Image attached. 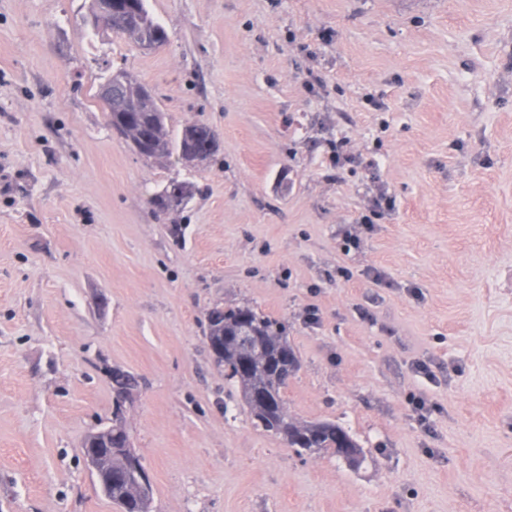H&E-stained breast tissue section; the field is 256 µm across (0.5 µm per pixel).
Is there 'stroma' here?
Returning <instances> with one entry per match:
<instances>
[{
    "label": "stroma",
    "instance_id": "35a3bbf8",
    "mask_svg": "<svg viewBox=\"0 0 512 512\" xmlns=\"http://www.w3.org/2000/svg\"><path fill=\"white\" fill-rule=\"evenodd\" d=\"M89 4L0 0V512H117L81 455L117 413L152 512H512V0H149L156 51ZM120 66L214 159L111 130ZM217 303L285 327L289 413L360 467L252 425ZM195 193V185L178 177L170 178L167 183L147 199L148 206L157 214L179 211Z\"/></svg>",
    "mask_w": 512,
    "mask_h": 512
}]
</instances>
